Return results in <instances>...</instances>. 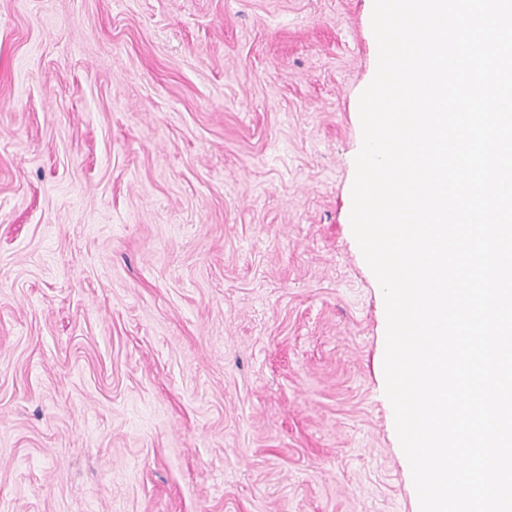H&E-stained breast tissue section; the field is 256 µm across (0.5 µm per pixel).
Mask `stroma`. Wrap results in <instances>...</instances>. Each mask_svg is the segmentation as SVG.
Returning a JSON list of instances; mask_svg holds the SVG:
<instances>
[{
  "label": "stroma",
  "instance_id": "stroma-1",
  "mask_svg": "<svg viewBox=\"0 0 512 512\" xmlns=\"http://www.w3.org/2000/svg\"><path fill=\"white\" fill-rule=\"evenodd\" d=\"M373 0H0V512H419L350 212Z\"/></svg>",
  "mask_w": 512,
  "mask_h": 512
}]
</instances>
